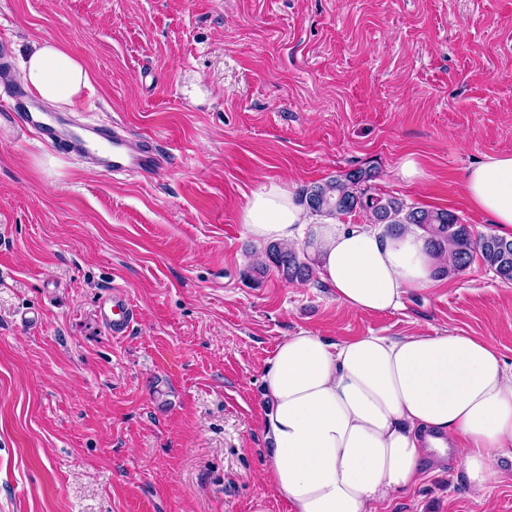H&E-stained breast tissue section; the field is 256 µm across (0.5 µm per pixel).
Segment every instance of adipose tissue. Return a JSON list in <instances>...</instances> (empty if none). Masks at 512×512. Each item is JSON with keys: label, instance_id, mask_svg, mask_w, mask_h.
I'll list each match as a JSON object with an SVG mask.
<instances>
[{"label": "adipose tissue", "instance_id": "1", "mask_svg": "<svg viewBox=\"0 0 512 512\" xmlns=\"http://www.w3.org/2000/svg\"><path fill=\"white\" fill-rule=\"evenodd\" d=\"M25 89L74 106L92 76L58 43L24 64ZM470 203L512 237V153L471 165ZM258 244L285 243L317 259V274L350 311L387 312L436 282L439 259L411 227L314 222L280 184L261 186L241 215ZM266 477L291 512H372L413 485L427 464L459 462L483 492L512 460V364L492 338L452 332L342 342L310 332L285 337L262 369Z\"/></svg>", "mask_w": 512, "mask_h": 512}]
</instances>
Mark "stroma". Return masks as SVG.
<instances>
[{"label":"stroma","instance_id":"1","mask_svg":"<svg viewBox=\"0 0 512 512\" xmlns=\"http://www.w3.org/2000/svg\"><path fill=\"white\" fill-rule=\"evenodd\" d=\"M46 40L93 74L71 116L155 139L153 172L24 132L8 94ZM2 55L0 512H287L261 479V368L301 331H457L512 362V284L481 259L399 309L347 311L317 278L250 279L264 247L241 222L265 183L370 168L371 194L495 232L462 183L512 153V0H0ZM115 286L138 311L118 338L98 310ZM498 469L480 495L428 468L377 512H512Z\"/></svg>","mask_w":512,"mask_h":512}]
</instances>
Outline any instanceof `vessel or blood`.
<instances>
[{"label":"vessel or blood","instance_id":"1","mask_svg":"<svg viewBox=\"0 0 512 512\" xmlns=\"http://www.w3.org/2000/svg\"><path fill=\"white\" fill-rule=\"evenodd\" d=\"M30 132L42 141L60 147L68 153L91 159L108 172L129 170L152 171L158 157L151 147L132 148L128 140L109 124L72 126L57 115L46 112L40 119L29 120ZM100 320L115 337L126 336L137 318V309L118 289L112 290L100 303Z\"/></svg>","mask_w":512,"mask_h":512}]
</instances>
